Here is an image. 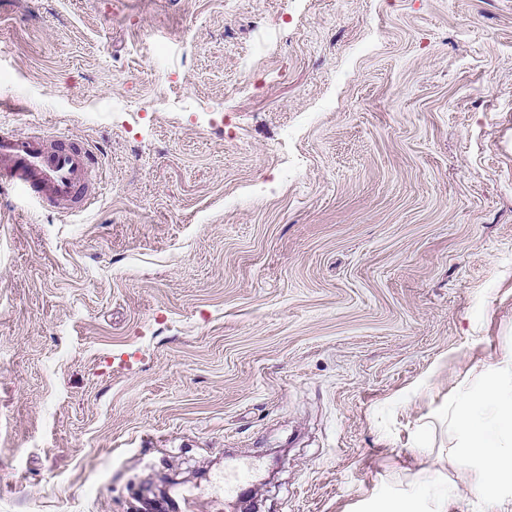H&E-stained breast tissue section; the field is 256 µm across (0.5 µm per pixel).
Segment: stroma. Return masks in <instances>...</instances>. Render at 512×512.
Returning a JSON list of instances; mask_svg holds the SVG:
<instances>
[{
    "instance_id": "1",
    "label": "stroma",
    "mask_w": 512,
    "mask_h": 512,
    "mask_svg": "<svg viewBox=\"0 0 512 512\" xmlns=\"http://www.w3.org/2000/svg\"><path fill=\"white\" fill-rule=\"evenodd\" d=\"M0 512H481L448 404L512 344V0H0ZM101 165L85 141L62 134L21 136L0 131V169L15 172L21 189L67 215L94 203L100 186L93 188L92 179Z\"/></svg>"
}]
</instances>
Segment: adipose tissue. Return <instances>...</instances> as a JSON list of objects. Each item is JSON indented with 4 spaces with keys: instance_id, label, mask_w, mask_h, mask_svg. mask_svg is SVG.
<instances>
[{
    "instance_id": "adipose-tissue-1",
    "label": "adipose tissue",
    "mask_w": 512,
    "mask_h": 512,
    "mask_svg": "<svg viewBox=\"0 0 512 512\" xmlns=\"http://www.w3.org/2000/svg\"><path fill=\"white\" fill-rule=\"evenodd\" d=\"M448 427L458 440L462 464L472 467L471 485L483 502V512H512V501L496 488L512 480V349L486 369L474 390L462 393L448 406Z\"/></svg>"
}]
</instances>
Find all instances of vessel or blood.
Returning a JSON list of instances; mask_svg holds the SVG:
<instances>
[{"instance_id":"vessel-or-blood-1","label":"vessel or blood","mask_w":512,"mask_h":512,"mask_svg":"<svg viewBox=\"0 0 512 512\" xmlns=\"http://www.w3.org/2000/svg\"><path fill=\"white\" fill-rule=\"evenodd\" d=\"M101 163L87 142L56 135L0 131V169L14 172L21 189L65 214L87 210L97 193Z\"/></svg>"}]
</instances>
